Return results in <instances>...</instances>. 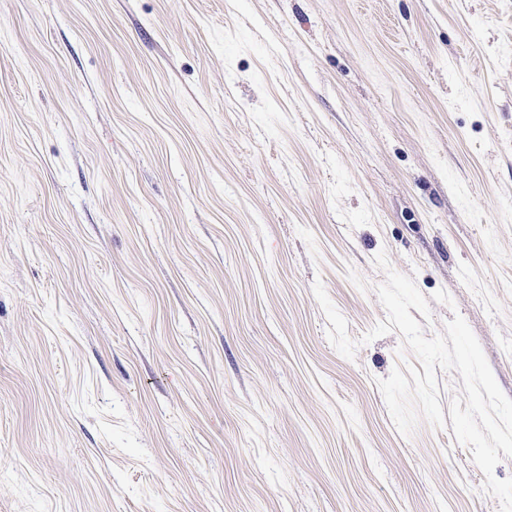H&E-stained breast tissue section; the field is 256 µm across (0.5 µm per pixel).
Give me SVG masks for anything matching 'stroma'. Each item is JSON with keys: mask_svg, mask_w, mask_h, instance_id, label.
<instances>
[{"mask_svg": "<svg viewBox=\"0 0 512 512\" xmlns=\"http://www.w3.org/2000/svg\"><path fill=\"white\" fill-rule=\"evenodd\" d=\"M382 251L512 398V0H0V512H500Z\"/></svg>", "mask_w": 512, "mask_h": 512, "instance_id": "obj_1", "label": "stroma"}]
</instances>
